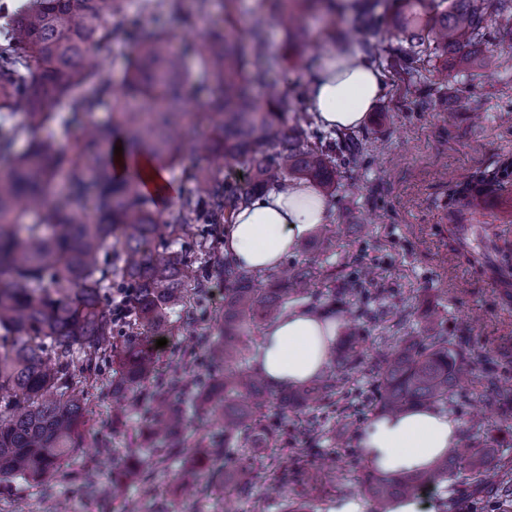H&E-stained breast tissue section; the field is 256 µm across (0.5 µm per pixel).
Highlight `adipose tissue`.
<instances>
[{
    "mask_svg": "<svg viewBox=\"0 0 512 512\" xmlns=\"http://www.w3.org/2000/svg\"><path fill=\"white\" fill-rule=\"evenodd\" d=\"M306 104L329 128L359 129L384 91L382 71L365 58L326 51L307 76ZM115 180L139 175L142 190L158 203H172L177 186L145 155L114 156ZM326 195L315 184L295 180L271 190L235 213L224 229V255L252 271L278 268L300 240L328 223ZM340 324L307 307H294L268 323L253 359L254 370L273 387L309 382L328 368ZM459 422L438 407L415 408L372 418L357 444L367 463L387 476L428 471L460 443Z\"/></svg>",
    "mask_w": 512,
    "mask_h": 512,
    "instance_id": "obj_1",
    "label": "adipose tissue"
}]
</instances>
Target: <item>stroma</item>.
Masks as SVG:
<instances>
[{
    "label": "stroma",
    "mask_w": 512,
    "mask_h": 512,
    "mask_svg": "<svg viewBox=\"0 0 512 512\" xmlns=\"http://www.w3.org/2000/svg\"><path fill=\"white\" fill-rule=\"evenodd\" d=\"M484 12L491 35L478 49L482 66L464 79L450 68L446 53H436L419 62L427 79L413 94L403 75L384 68L385 92L363 126L367 153L361 176L353 180L344 169L336 171V192L329 198L328 228L336 250L331 262L340 278L376 268L370 289L384 317L363 324L362 363L351 382L365 392L357 411L338 403L324 408L325 433L309 442L299 438L295 414L273 411L266 419L282 445L276 461L298 474L294 500L308 504L311 512H330L337 498L362 495L364 461L357 436L374 416L381 340L413 335L423 320L432 319L436 332L457 337L467 349L492 351L503 381L512 386V295L497 291L494 268L475 269L467 262L465 247L477 245V238L464 245L449 240L447 230L451 224L483 222L500 239L512 241V224L449 198L453 183L512 158V53L503 50L512 43V18L499 11L497 0H484ZM334 21L337 31L348 33L347 42L330 40L325 23L308 20V42L296 49L287 70L269 76L271 86L285 89L293 114L303 113L305 78L325 51L362 50L351 32V13H336ZM483 424L498 450L494 478L475 486L470 472L461 470L418 492L419 504L431 512H512V425L493 413L484 414ZM173 474L170 468L157 469L155 489L167 512H252V500L266 489L261 480L246 496L220 489L208 494L184 488ZM50 497L69 500L74 512H122L127 503L134 512H152L138 480H128L121 499L105 505L58 475L42 488L20 480L0 485V512H40Z\"/></svg>",
    "instance_id": "35a3bbf8"
}]
</instances>
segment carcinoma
Returning a JSON list of instances; mask_svg holds the SVG:
<instances>
[{"label": "carcinoma", "mask_w": 512, "mask_h": 512, "mask_svg": "<svg viewBox=\"0 0 512 512\" xmlns=\"http://www.w3.org/2000/svg\"><path fill=\"white\" fill-rule=\"evenodd\" d=\"M209 0H144L146 11L177 14L195 24ZM249 47L210 30L195 48L154 24L111 23L125 15L126 0H36L15 11L0 0L10 17L0 29V484L23 480L41 486L64 468L84 445V392L94 389L102 401L135 394V404L151 409L139 446L128 449L122 469L97 478L81 467L70 480L107 498L112 485L136 474L152 479L144 464L154 458L179 464L177 478L186 486L222 484L247 494L272 475L288 486V472H271L263 452L278 437L263 425L266 412L290 409L300 415L298 434L315 437L322 424L314 412L343 398L362 357L349 331L332 354L334 374L313 383L272 389L251 372V327L282 314L306 295L318 301L323 284L339 301L365 291L367 272L336 280L321 267L283 277L276 271H245L224 259L220 226L238 209L287 177L305 176L336 190V167L352 170L362 163L365 135L325 130L314 120L284 126L288 100L269 94L259 101L257 86L288 57L271 48L266 18L286 35L302 39L301 18L325 20L339 0H254ZM388 0H352L353 29L363 37L370 58L379 55L384 24L403 35L396 65L415 81L413 67L423 47L445 50L470 68L481 63L473 48L486 41L484 0H439L441 9H422L424 0H402L404 9L388 13ZM114 41L130 43L133 60L121 89L106 78L96 51ZM194 57L210 84L202 108L187 107ZM109 105L104 120L96 111ZM49 130L44 135L42 131ZM27 138V147L15 145ZM121 140L131 155L149 154L167 172L180 170L187 185L177 206L165 211L142 193L135 175L112 178V147ZM221 153L247 161L253 170L246 187L212 175L198 163L181 165L182 148ZM512 182V159L456 184L464 195L497 193ZM162 255L154 257V252ZM228 285L217 332L197 341L208 369L190 382L157 371V359L141 344L138 331L175 333L190 327L205 307L209 278ZM117 288L136 290L132 314L123 322L112 315ZM180 311L181 321L172 320ZM476 355L462 344L432 334L424 326L388 346L383 358L379 407L398 412L410 407L443 406L481 398L499 411L506 398L498 386L500 365L492 355ZM182 395L167 404L171 392ZM201 409L220 428V437L198 440L195 453L183 458L182 430L188 413ZM494 449L474 440L454 448L426 473L376 476L369 470L363 493L372 512H387L395 500L439 483L454 469L475 472ZM244 458L235 472L226 469L234 456Z\"/></svg>", "instance_id": "carcinoma-1"}]
</instances>
